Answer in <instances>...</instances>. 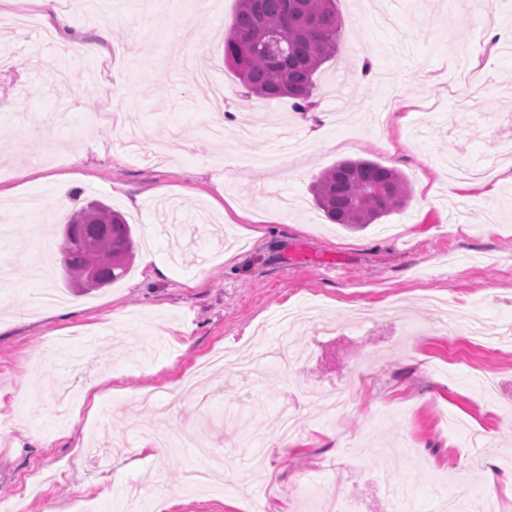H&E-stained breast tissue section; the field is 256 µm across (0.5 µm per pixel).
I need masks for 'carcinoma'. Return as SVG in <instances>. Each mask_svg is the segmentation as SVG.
Returning <instances> with one entry per match:
<instances>
[{
    "label": "carcinoma",
    "instance_id": "carcinoma-1",
    "mask_svg": "<svg viewBox=\"0 0 512 512\" xmlns=\"http://www.w3.org/2000/svg\"><path fill=\"white\" fill-rule=\"evenodd\" d=\"M233 24L224 35V63L248 92L263 100L288 97L305 111L316 90V75L336 56L341 20L336 0H238ZM316 205L333 223L366 227L405 208L409 182L399 171L359 158L338 161L313 181ZM72 247L62 254L63 270L74 284L87 285L102 271L105 283L123 277L133 256L132 229L125 218L102 202L93 201L67 222ZM103 227L106 236L96 248L78 241ZM112 248V269L101 270L100 252Z\"/></svg>",
    "mask_w": 512,
    "mask_h": 512
}]
</instances>
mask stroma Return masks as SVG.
<instances>
[{"label": "stroma", "mask_w": 512, "mask_h": 512, "mask_svg": "<svg viewBox=\"0 0 512 512\" xmlns=\"http://www.w3.org/2000/svg\"><path fill=\"white\" fill-rule=\"evenodd\" d=\"M123 2L108 68L92 57L69 67L37 34L0 30V216L14 242L0 298L17 317L0 332V512L20 497L25 512H60L84 494L91 512H125L134 483L161 491L147 512H312L331 498L355 512H441L444 478L459 479L464 502L489 494L512 512V158L496 133L512 124V53L481 69L486 91L470 109L469 88L449 80L476 28L512 25V0H472L465 18L448 0H336L337 53L308 112L246 99L225 66L237 0L204 11L197 0ZM173 40L200 47L224 86L223 141L209 135L211 87L178 62ZM363 59L371 72L354 79ZM95 77L112 91L93 118L83 100ZM60 113L71 118L56 144L62 170L21 135L28 117ZM281 116L307 149L254 166L276 147ZM454 146L460 166L485 164L489 178L449 179ZM357 158L401 171L412 198L350 230L325 217L309 185ZM93 199L125 216L161 270L135 262L90 292L58 265L48 283L33 281L32 263L52 262L62 224ZM46 286L76 311L30 307ZM284 308L307 311L293 347L311 356L266 375L253 358L277 342ZM218 349L230 364L169 412L135 406L145 391L178 392ZM335 385L353 402L324 412L315 394ZM246 399L245 427L231 411ZM284 402L301 427L286 442ZM147 428L186 444L152 457ZM249 432L264 438V459L243 447ZM216 452L235 459L233 477L184 489L185 470ZM354 460L362 472L351 478Z\"/></svg>", "instance_id": "1"}]
</instances>
